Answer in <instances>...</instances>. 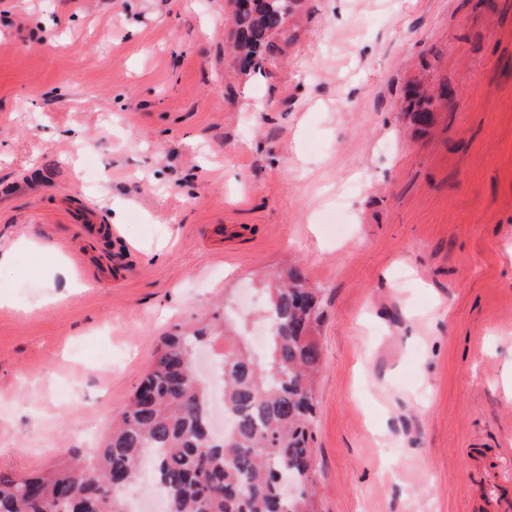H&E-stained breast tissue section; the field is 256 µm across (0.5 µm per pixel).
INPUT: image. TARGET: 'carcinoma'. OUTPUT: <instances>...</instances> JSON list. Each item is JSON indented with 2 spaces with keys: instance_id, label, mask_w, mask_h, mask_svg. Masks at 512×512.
<instances>
[{
  "instance_id": "1",
  "label": "carcinoma",
  "mask_w": 512,
  "mask_h": 512,
  "mask_svg": "<svg viewBox=\"0 0 512 512\" xmlns=\"http://www.w3.org/2000/svg\"><path fill=\"white\" fill-rule=\"evenodd\" d=\"M299 0H235L233 50L245 67L270 60L272 38ZM287 270L265 309L266 352L256 359L244 327L217 320L161 341L99 454L60 458L47 471L0 473V512H130L121 487L148 470L164 488L168 512H319L311 448L314 379L321 362L319 291ZM224 354L225 435L206 439L207 381L200 346ZM290 477L295 496L281 491Z\"/></svg>"
}]
</instances>
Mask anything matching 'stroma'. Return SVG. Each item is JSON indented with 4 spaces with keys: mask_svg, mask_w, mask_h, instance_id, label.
<instances>
[{
    "mask_svg": "<svg viewBox=\"0 0 512 512\" xmlns=\"http://www.w3.org/2000/svg\"><path fill=\"white\" fill-rule=\"evenodd\" d=\"M0 0V470L93 457L162 338L322 291L321 512L512 471V0ZM455 88L439 98L444 87ZM431 96L416 121L409 91ZM233 50L244 67L270 60L272 38L282 31L299 0H235Z\"/></svg>",
    "mask_w": 512,
    "mask_h": 512,
    "instance_id": "35a3bbf8",
    "label": "stroma"
}]
</instances>
